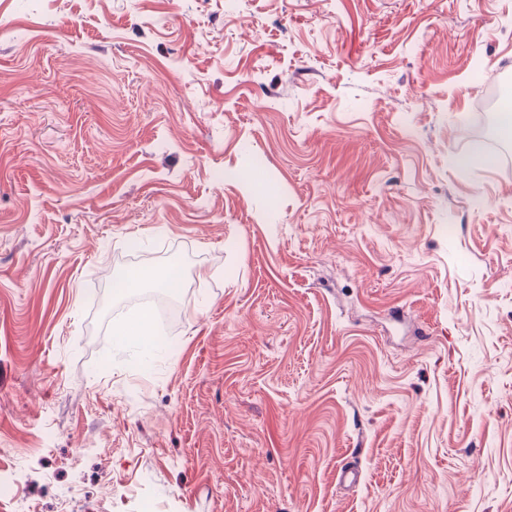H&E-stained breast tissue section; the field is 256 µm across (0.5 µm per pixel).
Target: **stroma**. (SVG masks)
I'll list each match as a JSON object with an SVG mask.
<instances>
[{
  "instance_id": "obj_1",
  "label": "stroma",
  "mask_w": 512,
  "mask_h": 512,
  "mask_svg": "<svg viewBox=\"0 0 512 512\" xmlns=\"http://www.w3.org/2000/svg\"><path fill=\"white\" fill-rule=\"evenodd\" d=\"M494 76L512 0H0V512H512ZM177 282L178 279L173 270L161 272L146 268L132 274L114 275L113 273V288L117 283L118 286L114 290L120 293L143 287L171 289ZM153 321V314L148 310H143L127 325L118 327L116 336H119L121 340L126 339L127 336H140L147 339L151 336Z\"/></svg>"
}]
</instances>
